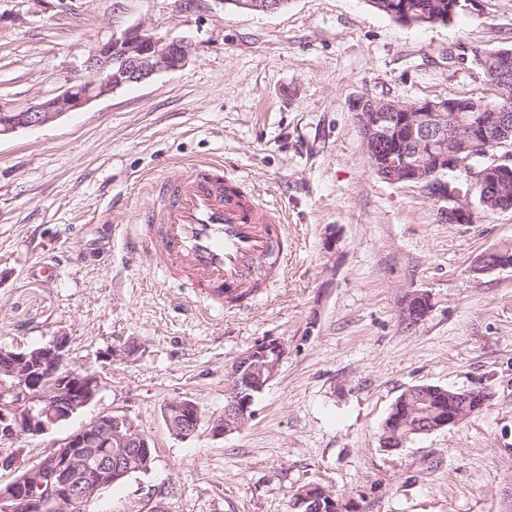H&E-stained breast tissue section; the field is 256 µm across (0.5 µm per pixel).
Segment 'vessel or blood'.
I'll return each mask as SVG.
<instances>
[{
    "instance_id": "vessel-or-blood-1",
    "label": "vessel or blood",
    "mask_w": 512,
    "mask_h": 512,
    "mask_svg": "<svg viewBox=\"0 0 512 512\" xmlns=\"http://www.w3.org/2000/svg\"><path fill=\"white\" fill-rule=\"evenodd\" d=\"M151 206L127 243L165 277L190 285L216 306L251 299L288 266L280 213L245 192L220 162L178 168L150 183Z\"/></svg>"
}]
</instances>
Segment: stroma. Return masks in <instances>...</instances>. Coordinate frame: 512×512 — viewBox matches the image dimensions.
<instances>
[{
	"instance_id": "1",
	"label": "stroma",
	"mask_w": 512,
	"mask_h": 512,
	"mask_svg": "<svg viewBox=\"0 0 512 512\" xmlns=\"http://www.w3.org/2000/svg\"><path fill=\"white\" fill-rule=\"evenodd\" d=\"M141 24L193 43L179 70L125 87L44 126L0 138V345L57 331L68 363L106 389L21 459L98 415L129 417L155 450L147 471L102 492L92 512H292L320 483L360 512H502L512 482V269L472 274L512 242V209L442 224L415 184L372 169L353 100L492 95L474 51L512 48V0H469L445 24L407 26L369 0H289L276 13L225 0H0V98L34 101L82 73L90 52ZM220 160L282 210L291 261L247 309L197 315L192 289L132 261L127 238L146 183ZM335 238V250L324 242ZM54 268L53 277L37 268ZM428 292L419 325L404 296ZM287 355L241 430L217 438L229 372L254 344ZM136 344L134 359L108 358ZM486 389L458 426L389 451L380 427L415 385ZM202 410L172 435L170 401ZM431 308V297L427 292L412 291L406 294L402 302V320L410 326L417 325L428 315ZM172 409L176 410L181 415L179 426L176 428L169 427L172 434L179 438L194 436L202 420V412L199 405L189 399L171 401L165 407V417Z\"/></svg>"
}]
</instances>
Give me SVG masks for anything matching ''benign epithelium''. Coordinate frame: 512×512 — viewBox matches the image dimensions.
<instances>
[{"label": "benign epithelium", "mask_w": 512, "mask_h": 512, "mask_svg": "<svg viewBox=\"0 0 512 512\" xmlns=\"http://www.w3.org/2000/svg\"><path fill=\"white\" fill-rule=\"evenodd\" d=\"M240 10L278 12L287 0H232ZM192 54V44L154 33L141 25L130 26L100 43L84 62L87 78L70 79L62 91L34 103L0 99V137L19 128L43 126L67 112L79 110L92 101L125 86L140 84L161 72L184 67ZM496 101L478 106L471 99L448 97L437 101L396 104L388 107L368 95L356 98L353 112L364 132V147L375 169L386 168L385 181L420 183L426 172L438 179L425 190L435 203L437 220L444 224H472L477 212L460 201L452 189L448 173L464 174L480 189L512 178V164L491 156L489 146H506L512 139V62L504 61L489 76ZM416 146L423 160L399 163L392 160L397 150L382 147L399 142ZM499 261L486 263L480 255L470 268L487 274L512 267V247L496 248ZM425 291L406 294L402 320L420 323L431 311ZM70 338L59 331L47 342L28 348L0 346V442L13 443L23 437L50 434L63 422L91 405L106 388V379L95 369L75 370L66 364ZM286 356L284 343L265 340L255 344L229 373L231 388L224 414L211 419L210 431L222 436L244 427L254 417L255 393L274 378ZM448 400L447 412L427 407L428 397ZM490 393L479 390L451 391L439 386L410 387L392 406V417L383 423L380 446L402 448L414 435L456 426L482 410ZM176 410L178 427L170 428L179 438L194 436L202 420L199 405L189 399L168 403L164 413ZM101 449L103 461L90 465L84 449ZM122 454L112 458V449ZM137 461V470L149 468L153 455L148 437L125 415L103 414L58 441L38 458L18 462L0 457V469L13 478L0 485V512H70L82 502L96 501L100 493L134 472L125 458ZM292 508L299 512H359L352 496L339 494L321 484H309L293 497Z\"/></svg>", "instance_id": "7a95c632"}]
</instances>
